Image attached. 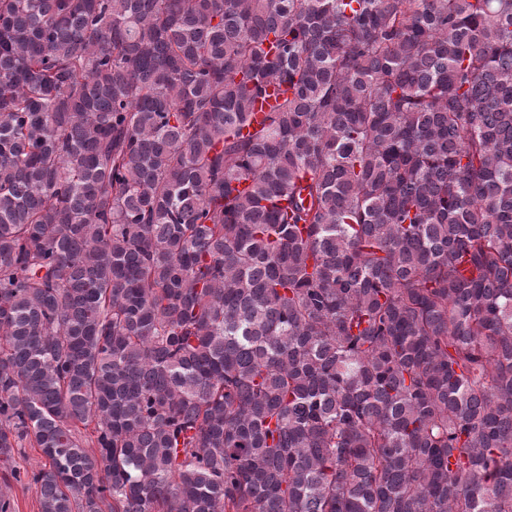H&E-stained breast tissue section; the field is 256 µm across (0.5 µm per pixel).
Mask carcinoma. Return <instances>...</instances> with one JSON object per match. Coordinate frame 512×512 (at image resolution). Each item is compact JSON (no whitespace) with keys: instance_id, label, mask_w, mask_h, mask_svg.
I'll return each mask as SVG.
<instances>
[{"instance_id":"cac0c4a2","label":"carcinoma","mask_w":512,"mask_h":512,"mask_svg":"<svg viewBox=\"0 0 512 512\" xmlns=\"http://www.w3.org/2000/svg\"><path fill=\"white\" fill-rule=\"evenodd\" d=\"M40 512H512V0H0V464Z\"/></svg>"}]
</instances>
